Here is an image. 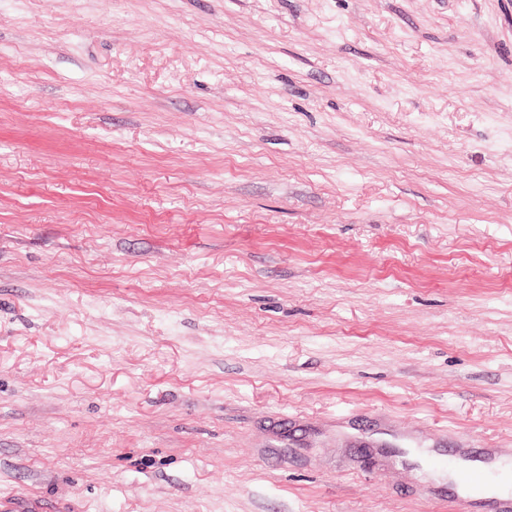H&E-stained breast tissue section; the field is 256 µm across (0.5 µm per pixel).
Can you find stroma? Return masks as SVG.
Masks as SVG:
<instances>
[{"label":"stroma","instance_id":"obj_1","mask_svg":"<svg viewBox=\"0 0 512 512\" xmlns=\"http://www.w3.org/2000/svg\"><path fill=\"white\" fill-rule=\"evenodd\" d=\"M512 455V0H0V512H452Z\"/></svg>","mask_w":512,"mask_h":512}]
</instances>
